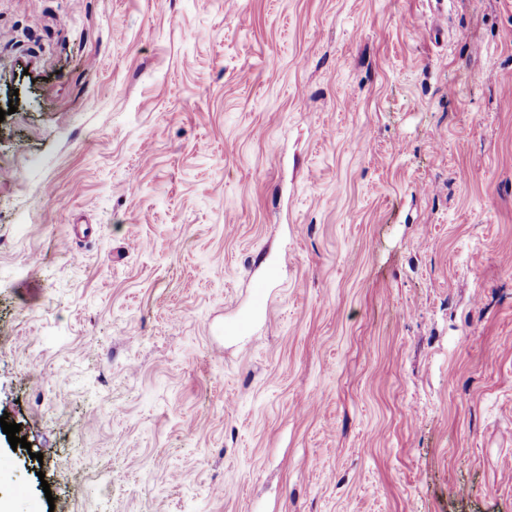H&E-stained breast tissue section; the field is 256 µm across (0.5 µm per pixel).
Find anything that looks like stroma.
Returning a JSON list of instances; mask_svg holds the SVG:
<instances>
[{
    "label": "stroma",
    "mask_w": 512,
    "mask_h": 512,
    "mask_svg": "<svg viewBox=\"0 0 512 512\" xmlns=\"http://www.w3.org/2000/svg\"><path fill=\"white\" fill-rule=\"evenodd\" d=\"M12 98V512H512V0H0Z\"/></svg>",
    "instance_id": "stroma-1"
}]
</instances>
